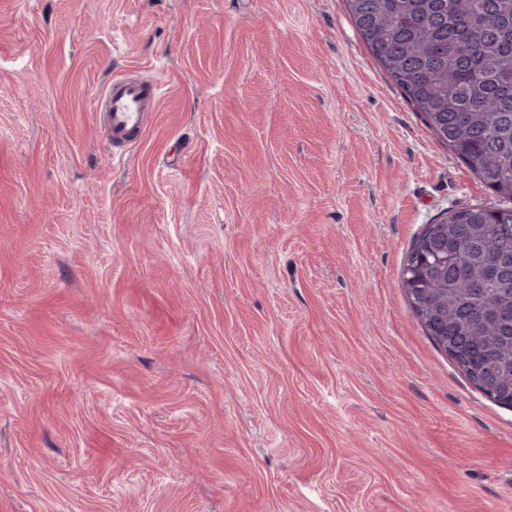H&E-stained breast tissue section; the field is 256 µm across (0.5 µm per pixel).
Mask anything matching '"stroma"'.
<instances>
[{
	"instance_id": "35a3bbf8",
	"label": "stroma",
	"mask_w": 512,
	"mask_h": 512,
	"mask_svg": "<svg viewBox=\"0 0 512 512\" xmlns=\"http://www.w3.org/2000/svg\"><path fill=\"white\" fill-rule=\"evenodd\" d=\"M476 204L346 0H0V512H512L402 285ZM161 92L162 86L152 81L126 76L112 80L98 102L100 109L107 112V149L116 143L131 141L137 132L142 131L146 116L152 112Z\"/></svg>"
}]
</instances>
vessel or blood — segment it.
<instances>
[{
  "instance_id": "obj_1",
  "label": "vessel or blood",
  "mask_w": 512,
  "mask_h": 512,
  "mask_svg": "<svg viewBox=\"0 0 512 512\" xmlns=\"http://www.w3.org/2000/svg\"><path fill=\"white\" fill-rule=\"evenodd\" d=\"M162 92L160 84L121 76L102 94L100 109L107 114L106 145L131 141Z\"/></svg>"
}]
</instances>
